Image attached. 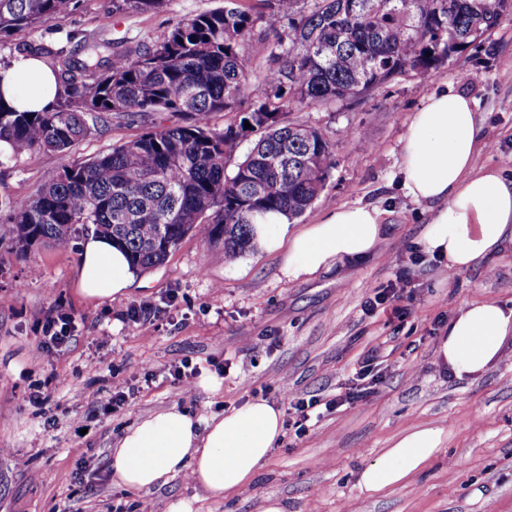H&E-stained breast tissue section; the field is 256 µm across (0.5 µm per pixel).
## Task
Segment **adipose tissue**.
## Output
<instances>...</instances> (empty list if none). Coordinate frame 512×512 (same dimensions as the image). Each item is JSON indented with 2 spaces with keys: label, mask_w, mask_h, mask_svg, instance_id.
<instances>
[{
  "label": "adipose tissue",
  "mask_w": 512,
  "mask_h": 512,
  "mask_svg": "<svg viewBox=\"0 0 512 512\" xmlns=\"http://www.w3.org/2000/svg\"><path fill=\"white\" fill-rule=\"evenodd\" d=\"M57 93L54 75L36 58H17L0 71V98L17 109L51 110ZM478 144L474 102L448 90L426 98L402 139V187L415 202L432 208L421 247L452 270L476 267L512 245V178L496 170L474 171ZM385 239L379 211L365 205L337 209L298 229L279 214L254 227L255 243L265 252L281 254V271L290 279L335 263L366 260ZM134 279L124 252L111 240L92 235L83 242L78 278L83 297L125 293ZM511 345L512 307L492 299L470 302L449 319L437 359L456 378L474 377L500 361ZM282 431L280 410L264 400L208 419L174 406L125 431L112 451V473L118 484L148 490L187 470L204 491L221 497L249 486ZM443 441V428L412 427L361 468L360 491L371 494L406 485Z\"/></svg>",
  "instance_id": "obj_1"
}]
</instances>
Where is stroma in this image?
<instances>
[{
    "label": "stroma",
    "mask_w": 512,
    "mask_h": 512,
    "mask_svg": "<svg viewBox=\"0 0 512 512\" xmlns=\"http://www.w3.org/2000/svg\"><path fill=\"white\" fill-rule=\"evenodd\" d=\"M223 4L165 0L153 13L116 15L112 0H79L50 22L0 36V60L25 44L69 48L83 35L122 51L142 48L179 20ZM444 87L477 104L476 170L512 177L502 163L512 154V20L454 54L432 82L398 76L361 98L287 110L288 121L317 128L331 146L325 187L302 223L341 206L377 207L387 240L365 262L291 281L280 255L255 247L228 263L221 245L189 236L126 293L89 300L78 292L80 248L37 245L21 258L0 242V512H140L152 501L180 500L192 501L193 512H262L269 496L285 512H512V347L475 379H457L436 362L460 306L493 299L512 307V247L464 271L423 260L405 299L363 311L367 297L394 283L422 250L431 212L406 196L400 151L413 113ZM181 120L171 112L112 117L71 157L88 159ZM62 162L41 151L0 166V203L30 196ZM142 302L162 307L146 338L124 324ZM59 309L77 331L47 365L35 358L40 325ZM185 361L198 369L188 389L172 376ZM367 363L378 371L375 395L303 434L284 426L246 492L215 499L184 472L141 491L112 478L113 448L152 413L178 406L208 418L256 399L284 410L291 396L347 392ZM118 381L128 383L131 400L119 417L108 408ZM420 423L444 428L441 450L407 486L361 494L359 470Z\"/></svg>",
    "instance_id": "obj_1"
}]
</instances>
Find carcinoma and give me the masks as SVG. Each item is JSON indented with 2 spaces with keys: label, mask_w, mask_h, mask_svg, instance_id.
Here are the masks:
<instances>
[{
  "label": "carcinoma",
  "mask_w": 512,
  "mask_h": 512,
  "mask_svg": "<svg viewBox=\"0 0 512 512\" xmlns=\"http://www.w3.org/2000/svg\"><path fill=\"white\" fill-rule=\"evenodd\" d=\"M79 0H0V34L35 27ZM165 0H112V14L148 13ZM253 14L229 4L188 17L136 56L102 41L85 58L49 44L24 45L19 55L42 60L56 75L49 112H19L0 99V166L34 151L66 154L112 115L130 120L177 112L184 124L158 126L82 162H64L29 197L4 204L0 239L23 255L51 243L66 250L86 232L123 246L142 272L164 265L190 234L224 248L231 259L250 250L252 225L271 213L293 221L311 208L332 161L322 133L288 123L284 107L324 106L367 93L396 75H434L454 54L438 42L450 29L479 43L480 21L501 22L503 0H265ZM288 18L283 34L279 23ZM275 41L263 48L265 94L241 108L254 71L245 45L257 23ZM215 112H234L222 129ZM252 120L251 133H242ZM254 145L233 171L240 144Z\"/></svg>",
  "instance_id": "obj_1"
}]
</instances>
